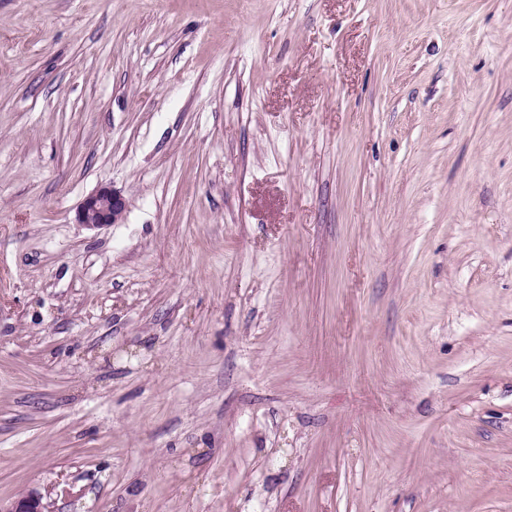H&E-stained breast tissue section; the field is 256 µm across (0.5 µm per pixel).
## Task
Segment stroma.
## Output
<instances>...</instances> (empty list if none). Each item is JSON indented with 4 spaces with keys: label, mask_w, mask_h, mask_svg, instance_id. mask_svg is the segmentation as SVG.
<instances>
[{
    "label": "stroma",
    "mask_w": 512,
    "mask_h": 512,
    "mask_svg": "<svg viewBox=\"0 0 512 512\" xmlns=\"http://www.w3.org/2000/svg\"><path fill=\"white\" fill-rule=\"evenodd\" d=\"M107 185L122 223L75 221ZM512 512V0H0V501Z\"/></svg>",
    "instance_id": "obj_1"
}]
</instances>
